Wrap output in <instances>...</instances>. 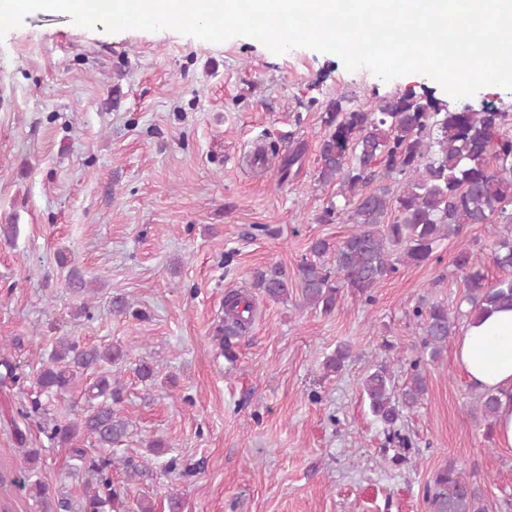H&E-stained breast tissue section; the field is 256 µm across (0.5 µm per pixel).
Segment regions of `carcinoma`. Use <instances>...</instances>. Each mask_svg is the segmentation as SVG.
<instances>
[{
  "label": "carcinoma",
  "mask_w": 512,
  "mask_h": 512,
  "mask_svg": "<svg viewBox=\"0 0 512 512\" xmlns=\"http://www.w3.org/2000/svg\"><path fill=\"white\" fill-rule=\"evenodd\" d=\"M345 101L347 96L340 94L327 105L324 123L329 131L320 143L317 179L337 185L336 200L324 209L321 221L349 224L351 230L334 246L324 239L312 241L310 257L298 268L304 302L327 314L346 288L370 301L373 289L398 266L429 262L440 242L465 224L491 225L497 232L492 260L500 268L512 269V111L469 104L451 111L430 93L413 91L383 97L367 112L348 108ZM376 181L379 185L371 187ZM452 265L469 305L465 317L512 307V276L489 281L484 256L464 244L454 253ZM254 287L273 300L288 298V276L275 264L255 271ZM253 305L240 293H230L224 301V359L231 365ZM415 317L421 319L425 350L431 358L438 357L455 333V317L440 303L416 309ZM350 357V348L340 346L324 365L337 372ZM124 362L125 353L118 347H85L61 339L50 362L37 373L38 390L28 396L22 415L45 414L47 399L66 395L77 377L104 363ZM362 388L377 422L394 433L402 410L417 404L427 385L416 369L397 397L390 367L378 364L363 378ZM120 393L119 380L104 372L84 389L85 415L44 429L50 442L72 449L74 471L83 478L78 499L50 492L39 477L41 449L31 448L28 467L22 471L0 459V512H15V487L37 498L42 512H133L129 488L112 480L116 465L131 476L141 469L130 458L114 456V447L129 429L112 408ZM497 403L494 395L479 394L473 409L490 421ZM80 440L90 441L100 453L77 446ZM426 498L431 512H485L475 487L450 465L435 473Z\"/></svg>",
  "instance_id": "carcinoma-1"
}]
</instances>
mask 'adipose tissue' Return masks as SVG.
Returning <instances> with one entry per match:
<instances>
[{
  "instance_id": "adipose-tissue-1",
  "label": "adipose tissue",
  "mask_w": 512,
  "mask_h": 512,
  "mask_svg": "<svg viewBox=\"0 0 512 512\" xmlns=\"http://www.w3.org/2000/svg\"><path fill=\"white\" fill-rule=\"evenodd\" d=\"M455 360L470 384L499 396L493 435L498 447L512 448V308L468 321Z\"/></svg>"
}]
</instances>
